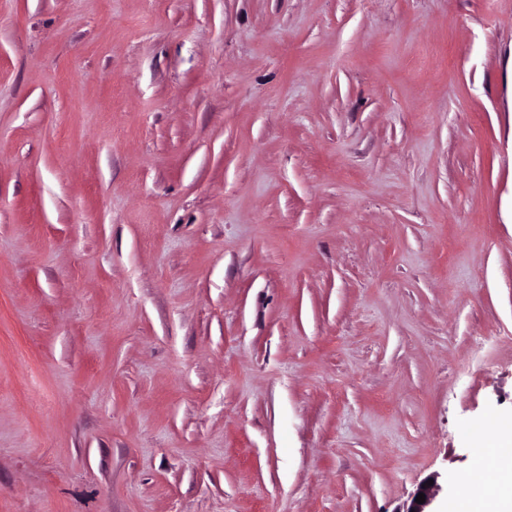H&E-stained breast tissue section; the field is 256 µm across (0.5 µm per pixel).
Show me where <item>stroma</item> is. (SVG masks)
Listing matches in <instances>:
<instances>
[{
	"instance_id": "1",
	"label": "stroma",
	"mask_w": 512,
	"mask_h": 512,
	"mask_svg": "<svg viewBox=\"0 0 512 512\" xmlns=\"http://www.w3.org/2000/svg\"><path fill=\"white\" fill-rule=\"evenodd\" d=\"M512 417V0H0V512H448Z\"/></svg>"
}]
</instances>
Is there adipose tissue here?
Here are the masks:
<instances>
[{"instance_id": "obj_1", "label": "adipose tissue", "mask_w": 512, "mask_h": 512, "mask_svg": "<svg viewBox=\"0 0 512 512\" xmlns=\"http://www.w3.org/2000/svg\"><path fill=\"white\" fill-rule=\"evenodd\" d=\"M487 449L453 512H512V422L497 420L482 430Z\"/></svg>"}]
</instances>
